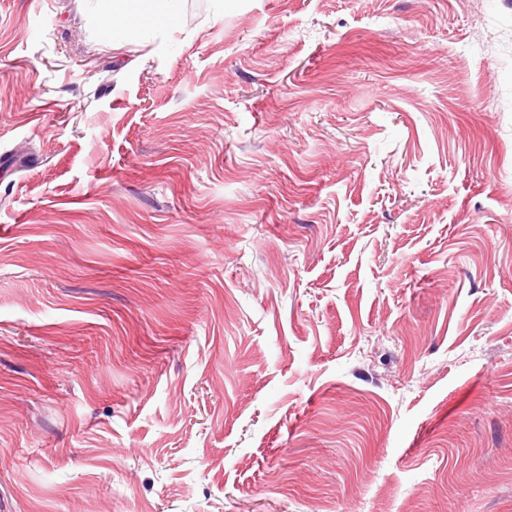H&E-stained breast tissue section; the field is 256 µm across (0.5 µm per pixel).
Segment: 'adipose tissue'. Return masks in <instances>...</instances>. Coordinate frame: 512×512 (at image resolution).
Masks as SVG:
<instances>
[{
  "label": "adipose tissue",
  "mask_w": 512,
  "mask_h": 512,
  "mask_svg": "<svg viewBox=\"0 0 512 512\" xmlns=\"http://www.w3.org/2000/svg\"><path fill=\"white\" fill-rule=\"evenodd\" d=\"M105 26H118L120 35L133 37L153 27L156 18L172 19L180 0H95Z\"/></svg>",
  "instance_id": "1"
}]
</instances>
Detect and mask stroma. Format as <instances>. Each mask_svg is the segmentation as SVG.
<instances>
[{
	"label": "stroma",
	"mask_w": 512,
	"mask_h": 512,
	"mask_svg": "<svg viewBox=\"0 0 512 512\" xmlns=\"http://www.w3.org/2000/svg\"><path fill=\"white\" fill-rule=\"evenodd\" d=\"M0 0V512H512V0ZM97 11L103 18L106 30L112 34L136 36L144 28L169 27L178 10L180 0H95ZM149 4V5H148ZM115 15L121 18L120 28H114ZM162 17L163 22L154 19Z\"/></svg>",
	"instance_id": "35a3bbf8"
}]
</instances>
